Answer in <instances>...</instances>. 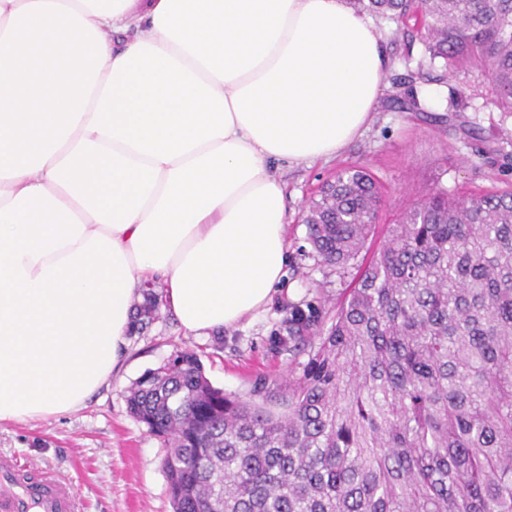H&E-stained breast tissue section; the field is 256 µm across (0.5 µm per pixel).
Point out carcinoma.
<instances>
[{
    "label": "carcinoma",
    "instance_id": "cac0c4a2",
    "mask_svg": "<svg viewBox=\"0 0 512 512\" xmlns=\"http://www.w3.org/2000/svg\"><path fill=\"white\" fill-rule=\"evenodd\" d=\"M422 20L445 78L476 68L512 114V0H350ZM485 154L507 160L499 137ZM382 203L367 172H336L303 222L315 256L343 273ZM309 346L277 410L215 388L176 352L127 396L159 437L173 512H512V189L437 186L390 225L331 326L294 306Z\"/></svg>",
    "mask_w": 512,
    "mask_h": 512
}]
</instances>
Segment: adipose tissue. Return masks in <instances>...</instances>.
Segmentation results:
<instances>
[{
    "instance_id": "1",
    "label": "adipose tissue",
    "mask_w": 512,
    "mask_h": 512,
    "mask_svg": "<svg viewBox=\"0 0 512 512\" xmlns=\"http://www.w3.org/2000/svg\"><path fill=\"white\" fill-rule=\"evenodd\" d=\"M386 63L346 0H0V422L81 408L145 282L194 335L264 309L272 167L360 136Z\"/></svg>"
}]
</instances>
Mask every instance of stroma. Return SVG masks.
I'll list each match as a JSON object with an SVG mask.
<instances>
[{"label": "stroma", "mask_w": 512, "mask_h": 512, "mask_svg": "<svg viewBox=\"0 0 512 512\" xmlns=\"http://www.w3.org/2000/svg\"><path fill=\"white\" fill-rule=\"evenodd\" d=\"M374 25L389 63L367 129L335 158L276 170L286 187L288 265L281 290L265 310L212 336L185 334L169 310H160L147 329L129 336L121 366L85 407L47 420L0 423V456L16 457L66 481L77 492L82 512H172L162 467L166 449L130 415L128 391L175 351L191 350L214 387L244 399L258 393L271 405L281 403L289 380L301 375L308 360L288 334L290 307L315 310L320 322L330 323L350 284L349 278L318 264L301 222L323 181L339 168L356 166L383 186L378 221L361 253L367 260L401 211L435 185L457 195L501 187L498 164L477 156L474 140L460 129L465 121L512 143V116L489 106L486 76L474 69L437 80L435 72L419 69L425 54L421 41H407L395 24L378 19ZM412 86L423 111L408 112L400 104ZM460 90L473 94L474 108L460 113L452 125L448 107Z\"/></svg>", "instance_id": "1"}]
</instances>
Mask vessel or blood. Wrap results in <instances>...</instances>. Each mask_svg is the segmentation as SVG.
Wrapping results in <instances>:
<instances>
[{
	"label": "vessel or blood",
	"mask_w": 512,
	"mask_h": 512,
	"mask_svg": "<svg viewBox=\"0 0 512 512\" xmlns=\"http://www.w3.org/2000/svg\"><path fill=\"white\" fill-rule=\"evenodd\" d=\"M70 485L44 471L0 456V512H80Z\"/></svg>",
	"instance_id": "vessel-or-blood-1"
}]
</instances>
